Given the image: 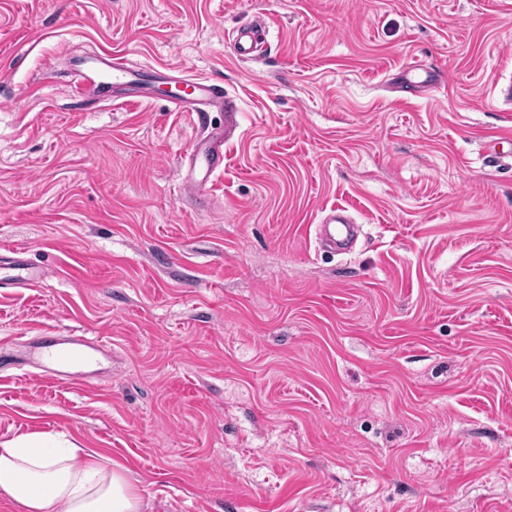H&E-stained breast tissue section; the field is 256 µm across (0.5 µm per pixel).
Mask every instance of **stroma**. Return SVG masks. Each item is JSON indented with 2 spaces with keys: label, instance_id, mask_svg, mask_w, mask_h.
I'll return each mask as SVG.
<instances>
[{
  "label": "stroma",
  "instance_id": "stroma-1",
  "mask_svg": "<svg viewBox=\"0 0 512 512\" xmlns=\"http://www.w3.org/2000/svg\"><path fill=\"white\" fill-rule=\"evenodd\" d=\"M103 49L235 98L204 201L223 113L73 97ZM415 59L444 86L394 91ZM511 82L512 0H0V248L47 273L0 289V441L95 449L144 512H512ZM48 330L110 342L97 386L30 363ZM170 82L183 84L191 91L168 99L173 112H191L199 115L206 109L224 112V127L212 128L196 144L189 154L193 160L202 152L206 160L205 175L188 178L181 185V192L188 198L206 197L208 185L216 175L224 171V139L233 135L237 125V105L233 98L224 94V87L208 77L187 75L183 69H172L168 74ZM345 211L344 208L331 207L323 219V224L316 225L319 238L334 251L348 250L354 236L351 218L343 214H336V212Z\"/></svg>",
  "mask_w": 512,
  "mask_h": 512
}]
</instances>
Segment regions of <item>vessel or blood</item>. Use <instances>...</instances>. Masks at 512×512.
Instances as JSON below:
<instances>
[{
    "instance_id": "b4317fda",
    "label": "vessel or blood",
    "mask_w": 512,
    "mask_h": 512,
    "mask_svg": "<svg viewBox=\"0 0 512 512\" xmlns=\"http://www.w3.org/2000/svg\"><path fill=\"white\" fill-rule=\"evenodd\" d=\"M144 74V69L127 67L119 54L111 53L78 65L73 71L72 89L82 96L89 88L109 82L125 88L127 99L140 101L150 95ZM168 79L187 88L186 94L170 99L172 111L198 114L216 109L224 114L223 127L208 131L193 148L194 153L204 155L206 172L202 178L186 179L181 192L186 197L197 199L207 195L209 183L224 170V140L237 128L238 109L235 100L225 94L223 86L210 78L191 76L184 70L174 69ZM318 235L332 250L343 252L349 248L354 227L348 216L331 211L319 225ZM45 277V271L28 260L26 249L0 250V288L33 286L43 282ZM104 351L101 341L69 333L48 336L33 344L30 358L47 377L87 384L92 380L90 365Z\"/></svg>"
}]
</instances>
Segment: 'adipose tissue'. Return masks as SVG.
Listing matches in <instances>:
<instances>
[{"label":"adipose tissue","instance_id":"ef3b65f1","mask_svg":"<svg viewBox=\"0 0 512 512\" xmlns=\"http://www.w3.org/2000/svg\"><path fill=\"white\" fill-rule=\"evenodd\" d=\"M0 497L23 512H141L124 467L70 441L32 433L0 443Z\"/></svg>","mask_w":512,"mask_h":512}]
</instances>
